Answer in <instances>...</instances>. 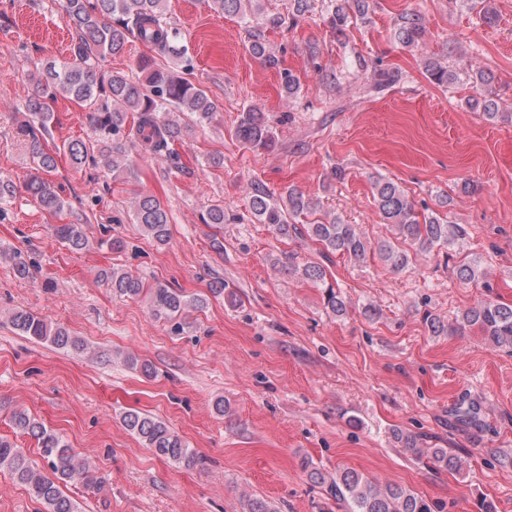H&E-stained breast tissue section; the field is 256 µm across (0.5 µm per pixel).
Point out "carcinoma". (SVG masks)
I'll return each instance as SVG.
<instances>
[{"label":"carcinoma","instance_id":"obj_1","mask_svg":"<svg viewBox=\"0 0 512 512\" xmlns=\"http://www.w3.org/2000/svg\"><path fill=\"white\" fill-rule=\"evenodd\" d=\"M168 0H64V18L74 31V57L52 60L44 64L32 78L31 94L26 103L29 120V159L35 171L25 183V191L51 216L70 208V203L45 178L56 167V155L64 153L74 169L92 163L112 173V179L129 183L137 179L138 168L128 154L129 145L121 133L126 125L135 130V143L140 152L151 155H172L171 145L182 139L188 127L170 118L173 112H188L200 125L214 118L217 107L206 92L183 76L192 67L187 49L177 46L178 32L167 21ZM208 6L228 16L249 22L263 17L265 24L277 27L281 17L268 15L262 0H207ZM329 23L336 32H343L350 9L362 16L368 0H330ZM426 28L418 12H406L397 17L393 39L405 48L422 47ZM139 40L152 48L153 55L142 56L130 65V72L106 71L101 61L106 56L122 52L130 40ZM251 52L270 66L278 65L277 56L258 34L251 35ZM176 56L185 60L182 69L158 62V58ZM430 80L448 87L459 80L456 70L428 57L424 62ZM469 80L476 96L468 100L473 109H481L488 120L498 117V103L493 90V77L482 70L471 71ZM68 99L87 110L95 138L88 142L71 140L62 147L50 148L43 135L55 121L53 104ZM236 140L253 150H268L274 144L273 133L264 113L250 109L241 114L234 128ZM374 200L380 217L392 236L371 241L356 224H346L333 217L301 226L296 221L318 208V202L296 188L274 197L262 187L250 196V209L258 221L269 225L281 236H306L317 242L323 253H336L351 261L362 262L369 254L394 272L405 270L410 263L409 252L402 245H414L421 252L445 254L465 240L466 228L448 222L447 217L433 211L419 213L405 190L388 178L375 184ZM133 222L144 235L160 245L170 239V218L167 208L157 196L136 192L131 201ZM54 233L71 251L86 246V238L78 224H56ZM19 278L30 275V265L18 252H3ZM288 272L323 289L324 304L336 316L347 312L344 297L327 282L325 267L314 261L288 262ZM453 272L461 282L479 280L482 269L474 259H462L454 264ZM112 293L119 297H139L144 294L143 281L120 268L101 272ZM149 307L153 315L167 321L176 320L191 309H200L206 298L190 296L163 285L149 292ZM423 322L432 336L462 333L476 327L495 349L512 352V304L492 299L481 300L466 309L450 325L441 317L424 313ZM12 324L22 335L51 344L60 350L82 351L84 342L62 327H54L39 316L20 310L12 316ZM121 420L143 445L157 456L176 465L191 466L199 462L196 451L165 422L148 414L130 410ZM11 422L22 434L36 442L44 466L33 461L24 449L0 439V472L25 486L29 494L45 507V512H76L75 504L64 495L62 486L80 485L93 494L105 491L106 480L86 459L78 458L74 449L56 430L31 416L25 410L13 413ZM397 442L408 453L425 456L438 470L460 472L463 463L446 448H421L418 438L398 432ZM302 465L309 470L311 482L326 487L336 507L344 512H432L430 505L410 489L398 484L380 485L358 471L346 468L334 475H325L308 459Z\"/></svg>","mask_w":512,"mask_h":512}]
</instances>
